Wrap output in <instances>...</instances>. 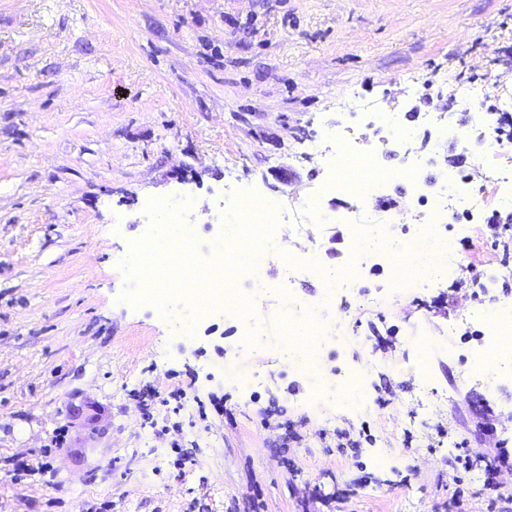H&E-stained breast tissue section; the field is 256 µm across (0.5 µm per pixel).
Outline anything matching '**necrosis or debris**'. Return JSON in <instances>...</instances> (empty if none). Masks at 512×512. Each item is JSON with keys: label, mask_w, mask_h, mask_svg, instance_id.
Instances as JSON below:
<instances>
[{"label": "necrosis or debris", "mask_w": 512, "mask_h": 512, "mask_svg": "<svg viewBox=\"0 0 512 512\" xmlns=\"http://www.w3.org/2000/svg\"><path fill=\"white\" fill-rule=\"evenodd\" d=\"M487 87H467L464 95L468 112H426L422 124L436 139L448 138L460 144H473L475 152L469 171H440L437 155L414 146L416 131L404 125L392 112H362L359 123L374 129L376 140L357 134L353 128L328 129L304 143L305 157L324 156L323 174L318 188L306 197L302 209L315 214L327 197L345 195L351 198L352 211L378 207L380 200L392 194L409 201L396 213L401 234L391 225H380L375 237L364 239L361 226H354L351 250L354 260L348 273L336 274L321 260V252L309 244L306 225L291 223L284 209H277V223L269 234L261 253V265L246 273L245 287L236 289L234 300H223L221 310L232 315L240 325L242 350L262 357L267 365H292L301 372L316 371L308 405L327 414L340 406L339 391L347 378L364 376L373 365V354L366 343L353 334L344 308L360 302L366 295L363 270L369 259L376 258L392 271L391 299L405 290L419 287L418 274L406 264L403 239L426 238L431 243L456 239L470 232L478 223L487 204L503 212L512 210V140L498 131L496 114L489 112ZM346 157H362L370 161L377 174L375 181L362 189H354L338 176V163ZM289 243L285 254H278L282 243ZM472 277L481 288L472 297L459 319L449 322V334H457L472 324L484 327L479 344L465 356L473 380L483 378L479 362L486 351H494L500 371L499 381L512 379L506 365L512 360V348L504 345L497 323L487 321L486 313L500 302L489 291L496 275L494 269H475ZM301 276H315L323 283L321 299L309 300L287 293L279 287V279L295 281ZM279 316L283 334L274 338L266 332L269 312ZM350 348L355 356L353 366H336L339 348Z\"/></svg>", "instance_id": "necrosis-or-debris-1"}]
</instances>
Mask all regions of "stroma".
<instances>
[{"label": "stroma", "mask_w": 512, "mask_h": 512, "mask_svg": "<svg viewBox=\"0 0 512 512\" xmlns=\"http://www.w3.org/2000/svg\"><path fill=\"white\" fill-rule=\"evenodd\" d=\"M488 71L512 98V0H0V512H457L448 456L512 440V382L487 392L461 360L480 327L427 350L411 334L447 326L464 289L351 309L380 361L366 393L395 399L326 416L308 376L258 358L241 368L264 387L241 390L225 376L237 324L180 335L125 300L115 257L153 227L152 200H209L232 179L303 198L321 172L299 144L351 124L353 106L415 125ZM326 207L348 214L318 228L341 272L351 225L389 214ZM486 216L458 264L499 268V290L512 256L489 226L512 214ZM424 365L454 395L443 411L416 408ZM63 423L69 446L49 451ZM339 428L361 446L324 447ZM45 450L49 468L19 471Z\"/></svg>", "instance_id": "stroma-1"}]
</instances>
